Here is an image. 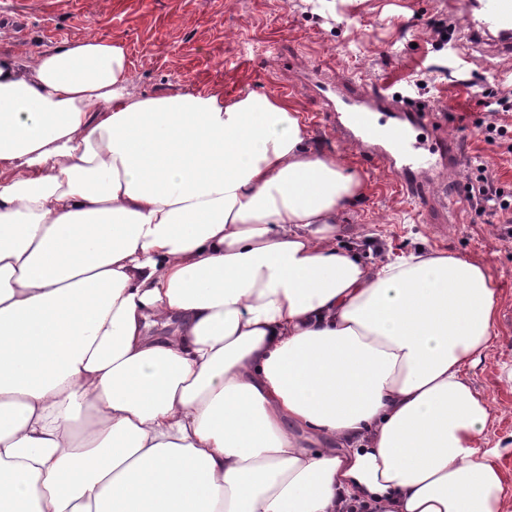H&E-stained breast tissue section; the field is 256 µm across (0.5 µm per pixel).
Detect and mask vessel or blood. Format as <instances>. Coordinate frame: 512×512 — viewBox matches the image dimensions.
Here are the masks:
<instances>
[{
    "mask_svg": "<svg viewBox=\"0 0 512 512\" xmlns=\"http://www.w3.org/2000/svg\"><path fill=\"white\" fill-rule=\"evenodd\" d=\"M469 35H496V55H512V0H456ZM323 121L345 143L375 162L399 189L416 199L447 193L451 141L432 113L417 111L391 94L340 97Z\"/></svg>",
    "mask_w": 512,
    "mask_h": 512,
    "instance_id": "vessel-or-blood-1",
    "label": "vessel or blood"
}]
</instances>
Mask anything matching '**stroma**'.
Listing matches in <instances>:
<instances>
[{
	"label": "stroma",
	"instance_id": "stroma-1",
	"mask_svg": "<svg viewBox=\"0 0 512 512\" xmlns=\"http://www.w3.org/2000/svg\"><path fill=\"white\" fill-rule=\"evenodd\" d=\"M448 27L439 37L434 23ZM97 37L121 44L138 94L253 90L288 98L312 147L336 155L363 180L342 216L344 243L378 263L413 250L453 252L486 264L497 280V340L471 372L492 415L484 436L500 447L512 480V239L465 201L424 206L343 147L320 117L334 82L395 94L441 113L463 161L449 187L466 186L465 162L482 156L512 186V154L477 128L489 103L512 93V60L492 40L475 44L448 0H0V48L30 52Z\"/></svg>",
	"mask_w": 512,
	"mask_h": 512
}]
</instances>
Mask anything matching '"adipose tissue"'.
Returning <instances> with one entry per match:
<instances>
[{"mask_svg":"<svg viewBox=\"0 0 512 512\" xmlns=\"http://www.w3.org/2000/svg\"><path fill=\"white\" fill-rule=\"evenodd\" d=\"M0 50V512H501L496 281L336 243L362 181L287 98Z\"/></svg>","mask_w":512,"mask_h":512,"instance_id":"obj_1","label":"adipose tissue"}]
</instances>
